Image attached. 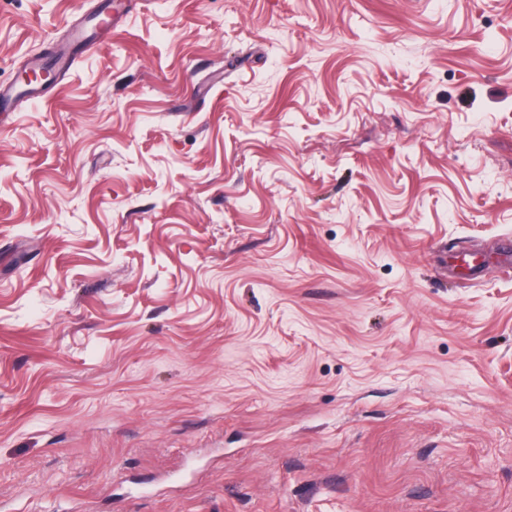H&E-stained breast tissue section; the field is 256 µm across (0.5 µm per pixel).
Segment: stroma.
I'll return each mask as SVG.
<instances>
[{
    "label": "stroma",
    "instance_id": "stroma-1",
    "mask_svg": "<svg viewBox=\"0 0 512 512\" xmlns=\"http://www.w3.org/2000/svg\"><path fill=\"white\" fill-rule=\"evenodd\" d=\"M509 241L512 0H112L0 112V512H512ZM92 23L94 27H107L112 25V9L103 8L97 14H94L90 17L85 18L77 25L73 27L71 30V35L73 41H81L83 46L92 45L88 40L89 37H86L84 27L86 24Z\"/></svg>",
    "mask_w": 512,
    "mask_h": 512
}]
</instances>
